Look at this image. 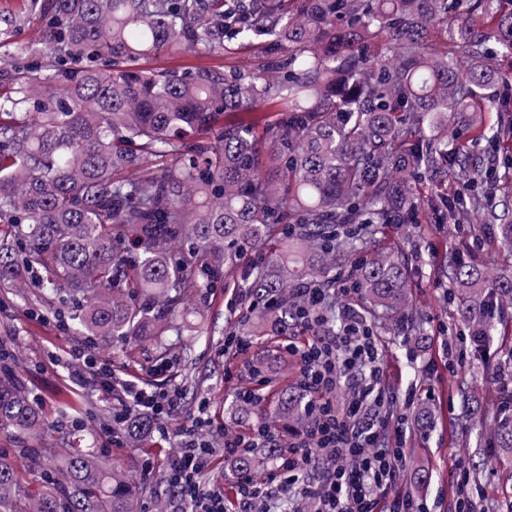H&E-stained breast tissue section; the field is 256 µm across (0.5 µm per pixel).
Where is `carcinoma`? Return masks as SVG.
<instances>
[{"label": "carcinoma", "instance_id": "obj_1", "mask_svg": "<svg viewBox=\"0 0 512 512\" xmlns=\"http://www.w3.org/2000/svg\"><path fill=\"white\" fill-rule=\"evenodd\" d=\"M27 0L51 34L18 57L0 84V283L33 279L39 301L74 300V330L160 353L189 336L195 300L236 272L244 251L264 250L238 284L256 304L250 336L297 328L303 288L336 287L349 268L354 307L404 339L431 335L411 302L414 232L423 206L433 222L481 213L477 230L512 253V203L478 190L512 191V171L477 160L486 143L512 153V0ZM448 49L433 52L438 32ZM264 45L257 70L154 71L165 50L204 54ZM275 102L259 134L220 122ZM489 112L499 113L491 122ZM444 189L427 197L415 178ZM451 189H446V186ZM393 239L372 248L376 235ZM450 285L470 342L512 327V277L451 247L433 270ZM0 367V432L41 439L51 430L38 399ZM465 421L493 411L469 405ZM492 436L512 448V403ZM266 419L306 423L299 390L282 388ZM152 421L131 416L142 438ZM33 512H136L139 486L124 465L90 448L63 449ZM17 469L0 458V512L16 509Z\"/></svg>", "mask_w": 512, "mask_h": 512}]
</instances>
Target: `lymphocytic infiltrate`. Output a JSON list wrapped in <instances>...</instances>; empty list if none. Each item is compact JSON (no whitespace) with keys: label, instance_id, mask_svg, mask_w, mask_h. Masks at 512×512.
<instances>
[{"label":"lymphocytic infiltrate","instance_id":"f902f5d3","mask_svg":"<svg viewBox=\"0 0 512 512\" xmlns=\"http://www.w3.org/2000/svg\"><path fill=\"white\" fill-rule=\"evenodd\" d=\"M309 309L299 328L305 340L285 337L283 349L298 367V386L309 397V424L282 439L266 424L213 437L207 409H200L190 427L180 433L168 480L187 505V512H227L224 490L205 482L215 448L225 460L273 448L277 454L264 473L242 471L234 477L236 512H430L427 504L395 494L397 463L403 454L402 422L387 420L379 407L387 374L378 340L353 306L339 302L342 330L331 335L322 327L325 296L307 293ZM251 341L243 336L224 339L225 378H238L240 401L264 399L268 380L244 359ZM68 381L78 392L90 389L117 395L109 434L119 436L131 413L151 416L160 436H169L168 422L177 408L174 394L140 381L117 378L109 363L95 357L88 345L69 352Z\"/></svg>","mask_w":512,"mask_h":512}]
</instances>
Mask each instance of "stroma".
I'll use <instances>...</instances> for the list:
<instances>
[{
    "label": "stroma",
    "mask_w": 512,
    "mask_h": 512,
    "mask_svg": "<svg viewBox=\"0 0 512 512\" xmlns=\"http://www.w3.org/2000/svg\"><path fill=\"white\" fill-rule=\"evenodd\" d=\"M264 61L261 46H247L229 53L201 56L185 51L171 57L160 54L152 67L181 66L256 69ZM417 220L427 226L424 239L417 248L422 257L412 288L414 306L429 329L445 330V338L432 339L425 346L407 351L400 339L380 335L379 345L387 373L389 402L387 412L405 421L403 445L405 469L395 487L397 493L427 503L431 512H454L457 499L456 471L465 464L471 474L469 485L481 490L485 502H512V449L492 447L489 437L473 443L464 441V407L456 391L459 382H468L480 396L485 407H494L504 391H512V370L500 368L503 358L499 350L500 337H491L484 359L490 371L477 368L470 344L458 345L459 356L449 359L445 341L457 338L461 326L454 304L447 298V288L429 278L432 266L443 262L444 243L453 239L472 243L478 215L437 225L431 221L430 210L421 211ZM235 288L216 286L205 299L197 303L201 311L197 321L207 328L204 336L183 337L165 357H158L150 343H134L125 351H116L111 342L86 339L72 330V306L56 303L47 310L36 299H23L17 289L0 285V342L7 343L18 355L15 367L26 387L38 397L45 418L51 424L78 420L83 428L82 445L103 453L115 462L128 458L136 461L153 459L155 466L164 467L173 453V443L151 434L148 440L134 443L126 437L112 438L102 431L110 424L113 401L104 394L88 391L75 395L67 384V364L71 346L90 343L92 352L108 361L116 376L139 378L147 384L164 381L167 389L180 393L179 411L171 419V429L191 425L201 401H208L212 430L227 429L241 432L256 423L253 415H242L230 407L237 380L224 377V332L244 323L242 314L233 312L229 302ZM195 369L193 387H185L187 369ZM82 399L86 411L73 414L71 401ZM436 408L441 419L435 425H418L414 418L418 404Z\"/></svg>",
    "instance_id": "1"
}]
</instances>
